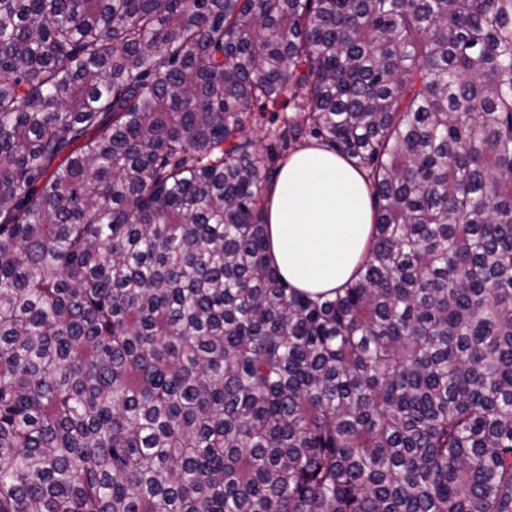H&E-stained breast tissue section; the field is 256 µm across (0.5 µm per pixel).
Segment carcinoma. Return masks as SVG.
Segmentation results:
<instances>
[{
	"instance_id": "1",
	"label": "carcinoma",
	"mask_w": 512,
	"mask_h": 512,
	"mask_svg": "<svg viewBox=\"0 0 512 512\" xmlns=\"http://www.w3.org/2000/svg\"><path fill=\"white\" fill-rule=\"evenodd\" d=\"M259 101L366 173L334 297ZM0 512H512V0H0ZM261 111H264V116L259 118V114L261 113ZM273 111H279L278 114L280 116L282 115L283 112H288L290 114H291V112H293L291 109L281 110L280 105H278L274 108L273 107L263 108V106L261 104L255 105L252 110V112L254 113V116L251 119L253 120L254 117L256 116L257 118H259V120H258L257 124L251 125V130H254V132L257 133V136L261 140V143L265 149L270 146L275 145L272 140V137L270 136V129L272 127L270 120L272 117L271 113Z\"/></svg>"
}]
</instances>
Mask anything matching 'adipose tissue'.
Here are the masks:
<instances>
[{
	"mask_svg": "<svg viewBox=\"0 0 512 512\" xmlns=\"http://www.w3.org/2000/svg\"><path fill=\"white\" fill-rule=\"evenodd\" d=\"M266 221L279 274L300 292L331 296L365 255L373 228L370 190L344 157L305 147L279 169Z\"/></svg>",
	"mask_w": 512,
	"mask_h": 512,
	"instance_id": "ef3b65f1",
	"label": "adipose tissue"
}]
</instances>
